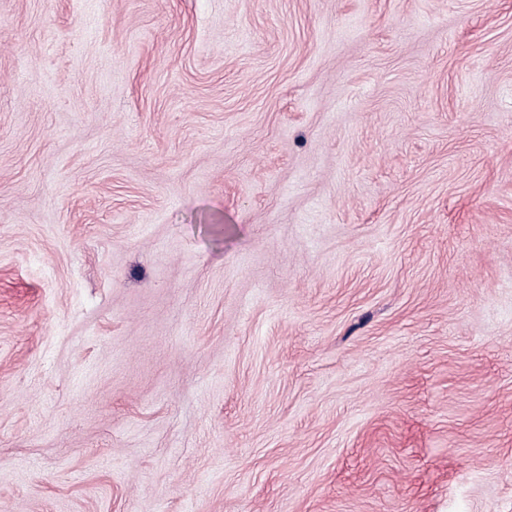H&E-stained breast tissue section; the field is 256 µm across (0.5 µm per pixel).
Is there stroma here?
Wrapping results in <instances>:
<instances>
[{"mask_svg":"<svg viewBox=\"0 0 512 512\" xmlns=\"http://www.w3.org/2000/svg\"><path fill=\"white\" fill-rule=\"evenodd\" d=\"M0 512H512V0H0Z\"/></svg>","mask_w":512,"mask_h":512,"instance_id":"35a3bbf8","label":"stroma"}]
</instances>
